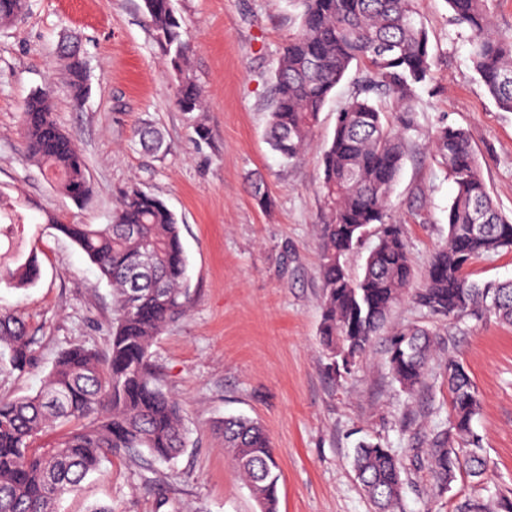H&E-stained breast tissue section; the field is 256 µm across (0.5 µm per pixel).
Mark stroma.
Listing matches in <instances>:
<instances>
[{
    "instance_id": "1",
    "label": "stroma",
    "mask_w": 512,
    "mask_h": 512,
    "mask_svg": "<svg viewBox=\"0 0 512 512\" xmlns=\"http://www.w3.org/2000/svg\"><path fill=\"white\" fill-rule=\"evenodd\" d=\"M194 51L191 71L204 90L202 111L174 105L168 61L144 22L142 0H31L0 25V194L16 202L20 252L36 251L40 278L0 285V309L19 314L36 336L38 360L25 374L0 365V397L35 393L65 349L106 351L112 288L68 237L47 228L107 224L124 192L138 186L176 214L194 292L190 311L170 323L151 351L164 388L179 401L187 445L172 462L117 454L89 476L60 512H256L237 477L217 421L244 416L268 431L281 469L279 512H373L352 469L362 440L382 442L404 462L395 512L494 508L512 493V326L469 319L460 331L420 310L411 297L392 309L395 326L422 325L440 348L423 388L407 395L387 362L388 333L375 337L351 372L332 374L318 341L322 275L318 226L321 150L336 110L353 91L345 77L323 107L304 155L286 163L267 142L273 69L296 32L290 0H174ZM435 54L432 73L411 102L417 126L392 197L415 281L448 235L454 185L430 160L428 135L440 126L468 131L481 173L503 215L512 216V112L500 111L470 59V32L446 0H419ZM79 37L89 93L71 99L58 47ZM48 89L58 124L86 160L93 196L75 204L23 152L20 107ZM204 124L208 141L195 143ZM149 125L165 151L145 152L136 130ZM261 177L264 209L251 180ZM463 362L482 400L473 428L487 456L482 476L455 473L437 492L423 463L427 435L447 425V357Z\"/></svg>"
}]
</instances>
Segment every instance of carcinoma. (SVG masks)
Wrapping results in <instances>:
<instances>
[{"instance_id": "carcinoma-1", "label": "carcinoma", "mask_w": 512, "mask_h": 512, "mask_svg": "<svg viewBox=\"0 0 512 512\" xmlns=\"http://www.w3.org/2000/svg\"><path fill=\"white\" fill-rule=\"evenodd\" d=\"M418 0H293L299 29L283 48L273 73L274 96L267 129L271 148L285 160L310 142L319 114L355 62L364 63L353 96L336 112V125L321 155V191L328 209L319 239L322 258L321 344L329 368L349 371L386 326L388 314L410 288L413 268L401 226L392 222L390 199L414 128L409 113L416 85L431 75L434 54ZM458 24L473 34L471 61L499 110L512 112V31L494 27L491 0H446ZM30 0H0V24L29 9ZM155 43L168 58L175 104L185 113L203 104V91L189 60L192 46L173 0H143ZM77 102L88 94L86 61L75 49L61 53ZM392 98L408 113L401 126L385 119L382 102ZM27 157L76 203L92 188L86 161L61 129L45 89L22 105ZM431 159L453 181L446 242L431 256L415 303L458 326L493 316L512 325V280L478 282L469 267L479 258L512 250V219L496 208L479 173L468 132L443 126L432 135ZM46 223L74 241L112 284L115 318L108 351L64 350L36 394L0 398V512H58L60 500L116 453L145 451L171 460L186 445L181 407L165 392L151 347L157 336L194 303L178 219L158 196L138 187L126 191L109 224ZM374 232L361 276L347 256ZM150 258V271L133 269ZM36 251L24 261L0 262V283L32 284ZM37 341L25 319L0 312V361L25 373L37 360ZM435 343L424 328L396 330L388 347L392 378L408 394L424 385ZM452 422L431 434L426 463L443 488L461 465L479 475L485 466L472 422L481 398L467 368L448 359ZM78 427L53 444H37L49 430ZM216 430L259 512H277L280 471L275 449L256 421L230 417ZM352 465L375 512H392L403 490V465L380 442L360 443Z\"/></svg>"}]
</instances>
